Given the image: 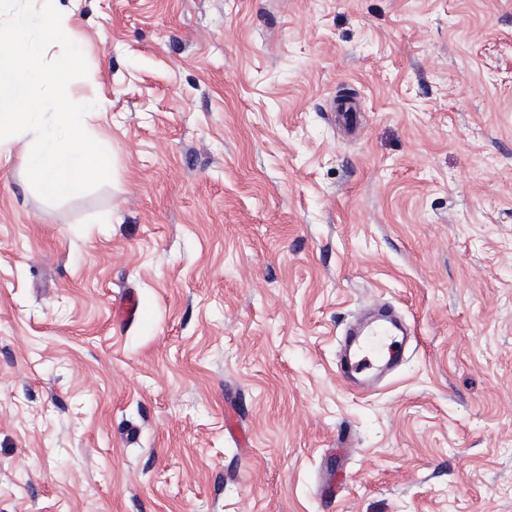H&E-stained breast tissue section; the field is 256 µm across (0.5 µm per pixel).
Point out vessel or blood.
Instances as JSON below:
<instances>
[{"mask_svg": "<svg viewBox=\"0 0 512 512\" xmlns=\"http://www.w3.org/2000/svg\"><path fill=\"white\" fill-rule=\"evenodd\" d=\"M332 112L339 126L355 133L361 128L359 109L354 96L335 98ZM410 329L387 303L373 307L371 316L346 328L336 362L337 370L352 388L370 390L379 376L397 366Z\"/></svg>", "mask_w": 512, "mask_h": 512, "instance_id": "b4317fda", "label": "vessel or blood"}]
</instances>
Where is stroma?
<instances>
[{
	"instance_id": "stroma-1",
	"label": "stroma",
	"mask_w": 512,
	"mask_h": 512,
	"mask_svg": "<svg viewBox=\"0 0 512 512\" xmlns=\"http://www.w3.org/2000/svg\"><path fill=\"white\" fill-rule=\"evenodd\" d=\"M60 5L113 177L0 160V512H512V0ZM356 97L342 94L335 98L330 112H333L336 123L350 133H356L361 128L359 109ZM410 329L387 303L373 305V315L346 328L336 362L337 370L358 392L370 390L379 376L400 363L401 352ZM380 338L386 341L387 353H375Z\"/></svg>"
}]
</instances>
